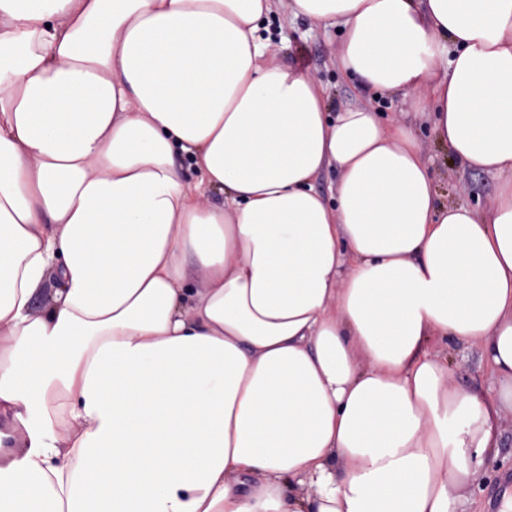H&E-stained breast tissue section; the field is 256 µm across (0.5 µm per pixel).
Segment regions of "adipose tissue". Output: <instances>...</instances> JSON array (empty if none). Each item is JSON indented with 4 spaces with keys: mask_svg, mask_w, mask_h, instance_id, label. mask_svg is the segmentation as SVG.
<instances>
[{
    "mask_svg": "<svg viewBox=\"0 0 512 512\" xmlns=\"http://www.w3.org/2000/svg\"><path fill=\"white\" fill-rule=\"evenodd\" d=\"M271 2L0 0V512H457L498 447L512 179L439 203L409 132L276 61ZM291 10L512 172V0ZM448 368L453 383L480 389L487 395L495 394L496 385L487 368L479 365L474 349L460 345L448 348Z\"/></svg>",
    "mask_w": 512,
    "mask_h": 512,
    "instance_id": "ef3b65f1",
    "label": "adipose tissue"
}]
</instances>
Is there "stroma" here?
<instances>
[{
	"label": "stroma",
	"mask_w": 512,
	"mask_h": 512,
	"mask_svg": "<svg viewBox=\"0 0 512 512\" xmlns=\"http://www.w3.org/2000/svg\"><path fill=\"white\" fill-rule=\"evenodd\" d=\"M289 2L276 0L266 24L268 34L277 45L284 63L308 71L322 83L329 111L339 112L359 105L379 111L385 120L404 126L416 138L432 170L433 185L442 198L479 211L488 209L493 203L497 184L503 180L502 175L466 170L452 160L446 149L436 141L432 124L423 114L428 92L417 90L404 96H378L361 89L336 68L340 45L338 29L293 16ZM448 368L453 383L480 389L488 395L495 394L496 386L487 368L479 365L475 350L460 345L449 348ZM501 430L498 451L491 454L475 474L458 504V512H488L491 491L506 473L512 472L511 412H504Z\"/></svg>",
	"instance_id": "1"
}]
</instances>
